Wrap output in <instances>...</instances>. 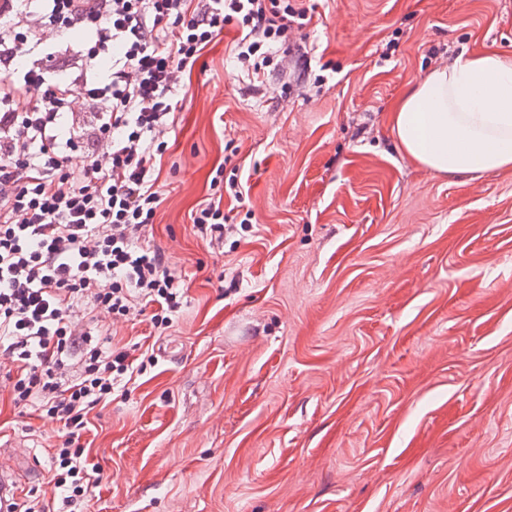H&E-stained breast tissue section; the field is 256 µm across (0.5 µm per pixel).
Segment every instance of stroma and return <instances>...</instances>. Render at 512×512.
I'll list each match as a JSON object with an SVG mask.
<instances>
[{
	"mask_svg": "<svg viewBox=\"0 0 512 512\" xmlns=\"http://www.w3.org/2000/svg\"><path fill=\"white\" fill-rule=\"evenodd\" d=\"M303 5L306 73L242 71L228 26L183 78L153 241L187 301L118 328L149 353L82 434L90 512H512V169L439 175L389 125L432 69L512 57V0ZM55 435L0 405V469L49 494ZM228 216L224 215V211L220 208V203L211 201L198 210H196L192 217V224L196 231L202 237L210 236L212 238L223 240L224 238V223L227 224Z\"/></svg>",
	"mask_w": 512,
	"mask_h": 512,
	"instance_id": "35a3bbf8",
	"label": "stroma"
}]
</instances>
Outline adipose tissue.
Listing matches in <instances>:
<instances>
[{"mask_svg": "<svg viewBox=\"0 0 512 512\" xmlns=\"http://www.w3.org/2000/svg\"><path fill=\"white\" fill-rule=\"evenodd\" d=\"M402 151L442 175L512 168V58L460 56L403 93L391 117Z\"/></svg>", "mask_w": 512, "mask_h": 512, "instance_id": "adipose-tissue-1", "label": "adipose tissue"}]
</instances>
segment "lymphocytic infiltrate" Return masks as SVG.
Masks as SVG:
<instances>
[{"label": "lymphocytic infiltrate", "mask_w": 512, "mask_h": 512, "mask_svg": "<svg viewBox=\"0 0 512 512\" xmlns=\"http://www.w3.org/2000/svg\"><path fill=\"white\" fill-rule=\"evenodd\" d=\"M310 20L297 0H0V393L62 426L51 496L11 491L9 512L88 504L103 473L81 433L135 373L138 346L112 327L147 313L162 333L184 306L150 240L184 73L227 25L260 73ZM65 56L77 72L59 69ZM77 102L91 118L66 126Z\"/></svg>", "instance_id": "1"}]
</instances>
